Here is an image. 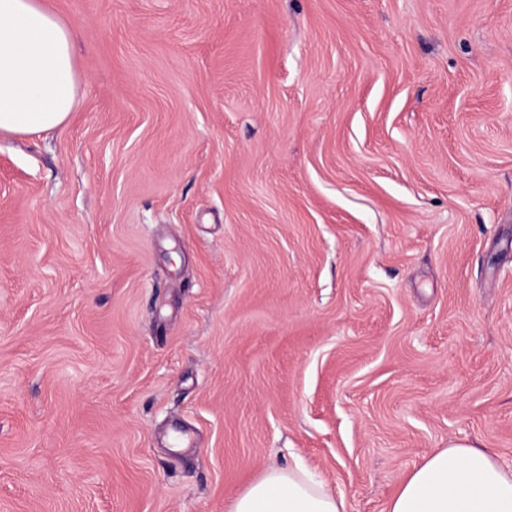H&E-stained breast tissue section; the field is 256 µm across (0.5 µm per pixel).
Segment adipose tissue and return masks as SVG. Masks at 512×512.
I'll use <instances>...</instances> for the list:
<instances>
[{
	"mask_svg": "<svg viewBox=\"0 0 512 512\" xmlns=\"http://www.w3.org/2000/svg\"><path fill=\"white\" fill-rule=\"evenodd\" d=\"M72 33L40 0H0V133L65 125L77 105ZM228 512H346L304 466L270 468ZM387 512H512V469L464 444L435 450L400 483Z\"/></svg>",
	"mask_w": 512,
	"mask_h": 512,
	"instance_id": "obj_1",
	"label": "adipose tissue"
}]
</instances>
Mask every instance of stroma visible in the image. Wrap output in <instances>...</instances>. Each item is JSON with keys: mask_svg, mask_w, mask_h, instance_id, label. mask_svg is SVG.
Instances as JSON below:
<instances>
[{"mask_svg": "<svg viewBox=\"0 0 512 512\" xmlns=\"http://www.w3.org/2000/svg\"><path fill=\"white\" fill-rule=\"evenodd\" d=\"M43 2L79 92L0 134V512L512 466V0Z\"/></svg>", "mask_w": 512, "mask_h": 512, "instance_id": "1", "label": "stroma"}]
</instances>
